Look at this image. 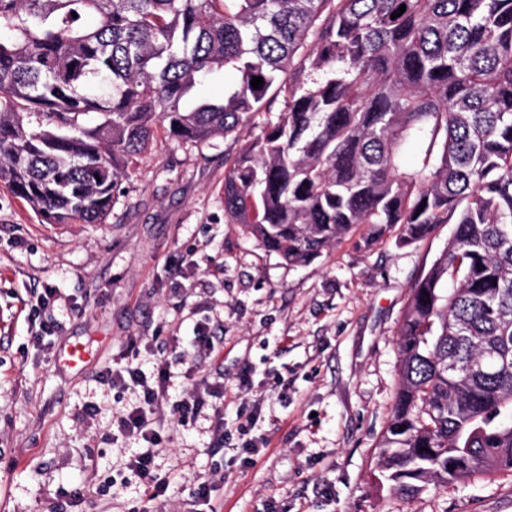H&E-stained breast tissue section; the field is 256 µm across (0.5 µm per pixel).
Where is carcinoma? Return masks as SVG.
<instances>
[{
	"mask_svg": "<svg viewBox=\"0 0 512 512\" xmlns=\"http://www.w3.org/2000/svg\"><path fill=\"white\" fill-rule=\"evenodd\" d=\"M278 98L224 175L263 247L307 265L360 226L370 250L455 225L403 312L389 489L511 470L512 0H0V182L49 224L102 223L155 132L210 141ZM234 81V73L221 70L215 73L210 81L204 85L198 86L192 97L188 100V106L194 105L196 100L201 98H210L221 96L224 92V84L231 85Z\"/></svg>",
	"mask_w": 512,
	"mask_h": 512,
	"instance_id": "cac0c4a2",
	"label": "carcinoma"
}]
</instances>
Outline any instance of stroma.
<instances>
[{"label":"stroma","instance_id":"stroma-1","mask_svg":"<svg viewBox=\"0 0 512 512\" xmlns=\"http://www.w3.org/2000/svg\"><path fill=\"white\" fill-rule=\"evenodd\" d=\"M268 118L254 114L197 147L156 139L130 163L125 194L101 224L45 223L0 184V512H51L77 489L81 512H143L145 485L123 467L133 442L113 422L138 390L101 376L123 364L130 337H157L162 350L204 317L224 339L211 376L232 392L251 367L241 405L256 415L243 435L241 405L225 407L232 444L217 452L208 413L185 425L163 414V512H195L189 491L218 468L222 512H265L271 502L279 512H512L507 469L410 499L379 480L401 315L452 225L417 246L390 239L362 251L349 238L311 264L284 262L224 215V172ZM47 288L56 302L39 337L29 313ZM73 345L84 354L75 367L62 360ZM277 375L288 381L284 402ZM247 436L270 441L249 466Z\"/></svg>","mask_w":512,"mask_h":512}]
</instances>
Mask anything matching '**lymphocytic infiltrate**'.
Listing matches in <instances>:
<instances>
[{"label": "lymphocytic infiltrate", "instance_id": "f902f5d3", "mask_svg": "<svg viewBox=\"0 0 512 512\" xmlns=\"http://www.w3.org/2000/svg\"><path fill=\"white\" fill-rule=\"evenodd\" d=\"M172 350L173 357H160L153 375H146L138 364L129 360L102 376L104 383L112 387L125 389L135 385L141 389L137 401L125 406L117 415L116 422L121 435L139 442L138 447L131 449L127 456L125 467L146 483L149 500L154 504L168 501L170 487L169 480L159 476L154 469L155 455L163 446V423L157 415L160 407H170L182 423L196 419L204 408H211L213 448L223 449L228 440L223 407L213 408L209 405L210 398L223 396L224 383L212 380L201 367L202 361L212 358L215 350L209 320L196 321L189 339L173 337ZM174 359L187 362L192 384L182 395L173 399L169 396V367Z\"/></svg>", "mask_w": 512, "mask_h": 512}]
</instances>
